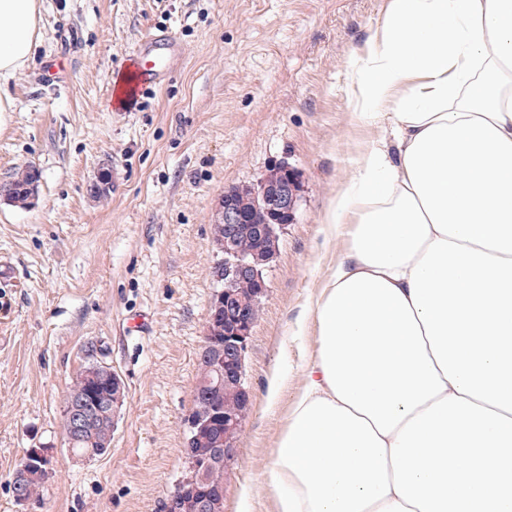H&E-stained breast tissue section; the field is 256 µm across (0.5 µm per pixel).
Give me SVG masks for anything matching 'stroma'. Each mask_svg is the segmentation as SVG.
Here are the masks:
<instances>
[{"label": "stroma", "mask_w": 512, "mask_h": 512, "mask_svg": "<svg viewBox=\"0 0 512 512\" xmlns=\"http://www.w3.org/2000/svg\"><path fill=\"white\" fill-rule=\"evenodd\" d=\"M42 40L6 88L0 183L32 165L30 207L0 199V512H162L188 473L185 420L218 260L224 191L285 161L293 223L265 271L245 356L250 408L229 462L224 512H275L266 472L303 373L318 351L307 311L349 248L322 218L388 124L353 112L348 60L387 0H42ZM167 29L183 48L166 84L112 107L130 46ZM110 176L106 196L90 186ZM98 362L126 399L112 446L73 460L61 410ZM283 386L276 402L273 373ZM52 449L39 499L15 501L26 449Z\"/></svg>", "instance_id": "stroma-1"}]
</instances>
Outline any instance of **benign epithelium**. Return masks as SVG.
<instances>
[{
    "mask_svg": "<svg viewBox=\"0 0 512 512\" xmlns=\"http://www.w3.org/2000/svg\"><path fill=\"white\" fill-rule=\"evenodd\" d=\"M249 193L261 204L264 210L277 223H290L294 220L299 200V183L294 170L286 162L272 164L256 182L244 189L233 187L224 191L218 203L216 215L224 224V238L218 246L224 252L225 285L215 290L208 309V331L204 336L199 359L210 363V368L218 371L224 384H240L244 378L243 364L248 343L252 335L254 322L251 318L255 297H243L235 294L230 288L234 281L252 278L259 283L258 294L266 292V285L258 268L259 258H251L236 252L235 241L243 230L252 231L257 240H262L273 230L272 224H251L248 217L237 203L238 196L244 191ZM224 328V343L218 344L211 336V331ZM206 415L186 421L187 429L202 433L206 426L224 420V447L210 448L205 459L225 463L235 456L237 448L233 436L238 433L241 420L232 413H223L217 406H204ZM120 405L98 397L87 402L86 407L71 411V424L66 438L81 435L89 421L97 415L112 417L117 421ZM53 455L48 448H29L17 469L15 498L21 504L27 503L20 481L38 471L52 473ZM203 474L197 479L182 484L176 494L165 503L164 512H217L220 503L201 495L198 484L203 482Z\"/></svg>",
    "mask_w": 512,
    "mask_h": 512,
    "instance_id": "7a95c632",
    "label": "benign epithelium"
}]
</instances>
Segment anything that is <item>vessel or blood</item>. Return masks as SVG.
<instances>
[{
	"label": "vessel or blood",
	"mask_w": 512,
	"mask_h": 512,
	"mask_svg": "<svg viewBox=\"0 0 512 512\" xmlns=\"http://www.w3.org/2000/svg\"><path fill=\"white\" fill-rule=\"evenodd\" d=\"M181 55L182 49L169 31L158 30L139 38L122 63L130 90L138 93L158 89Z\"/></svg>",
	"instance_id": "obj_1"
}]
</instances>
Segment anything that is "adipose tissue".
<instances>
[{
	"mask_svg": "<svg viewBox=\"0 0 512 512\" xmlns=\"http://www.w3.org/2000/svg\"><path fill=\"white\" fill-rule=\"evenodd\" d=\"M41 8L0 0V87ZM349 68L395 149L369 148L324 217L351 247L312 309L277 512H512V0H390Z\"/></svg>",
	"mask_w": 512,
	"mask_h": 512,
	"instance_id": "ef3b65f1",
	"label": "adipose tissue"
}]
</instances>
